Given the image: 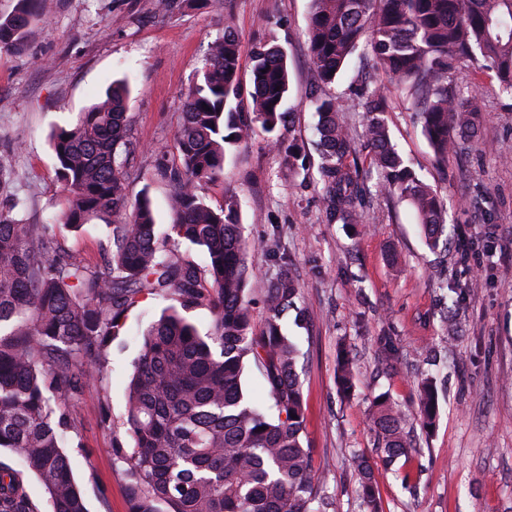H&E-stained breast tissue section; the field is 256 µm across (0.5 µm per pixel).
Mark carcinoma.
Masks as SVG:
<instances>
[{
  "mask_svg": "<svg viewBox=\"0 0 512 512\" xmlns=\"http://www.w3.org/2000/svg\"><path fill=\"white\" fill-rule=\"evenodd\" d=\"M47 0H18L0 19V51L24 48L31 19ZM364 48L373 67L405 95L448 177V156L474 143L483 94L458 82L464 70L492 71L498 92L512 96V0H312L307 51L320 87L330 86L350 57ZM241 43L231 22L208 47L198 77L184 93L175 143L163 150L153 175L171 189L172 222L163 233L147 192L131 199L129 158L135 152L128 90L116 81L105 94L51 134L57 175L68 191L61 223L78 229L108 223L103 261L90 264L66 250L47 224H27L12 207L0 208V512H39L21 472L41 483L49 512H88L73 479L65 435L76 429L74 400L100 377L104 352L120 335L126 312L144 296L171 299L143 334L128 384L125 432L131 453L112 439L126 467L131 512H313L317 476L303 446L301 352L281 320L298 310L299 284L284 273L265 294L266 317L256 326L248 283L250 243L240 224L237 196L224 193L214 208L201 186L223 177L226 153L247 144L260 128L285 125L288 58L273 42L250 51V101L240 105ZM319 139L316 184L328 221L356 224L366 187L345 163L354 151L343 101L327 92L310 99ZM388 100L379 87L365 91L363 135L381 189L415 212L427 247L448 242V207L392 144L383 118ZM203 253L197 263L180 251ZM213 314L201 335L185 313ZM261 370L273 401L264 409L247 398L248 362ZM353 360L339 358L340 389L350 393ZM434 378L421 381L419 419L435 424ZM382 461L407 457L408 415L386 394L370 416ZM366 512H380L373 470L360 461Z\"/></svg>",
  "mask_w": 512,
  "mask_h": 512,
  "instance_id": "carcinoma-1",
  "label": "carcinoma"
}]
</instances>
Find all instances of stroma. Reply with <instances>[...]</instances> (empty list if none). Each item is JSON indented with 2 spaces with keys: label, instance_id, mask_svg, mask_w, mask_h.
I'll list each match as a JSON object with an SVG mask.
<instances>
[{
  "label": "stroma",
  "instance_id": "1",
  "mask_svg": "<svg viewBox=\"0 0 512 512\" xmlns=\"http://www.w3.org/2000/svg\"><path fill=\"white\" fill-rule=\"evenodd\" d=\"M35 16L22 52H0V155L13 182L0 201H17L30 224L51 225L70 252L100 259L107 228L95 220L74 231L61 215L68 193L56 174L51 131L66 125L127 78L128 110L137 144L129 191L148 190L160 225L171 222L169 186L154 177L155 151L174 150L185 89L211 41L233 21L241 41L240 78L250 84L255 41L283 47L290 65L289 124L258 132L224 161L222 180L204 184L212 206L225 192L241 200L240 221L252 242L278 240L273 252L251 254V312L262 324L268 284L288 272L301 285L308 323L284 328L304 358L298 369L305 428L319 478L322 512H364L357 459L371 464L383 512H512V97L490 94L480 136L450 156V179L396 86L357 51L331 91L346 104L357 165L369 188L359 223H329L319 188L290 167L272 137L297 141L317 162V117L308 106L315 73L306 48L311 0H200L155 18L156 0H50ZM381 87L385 120L398 152L448 203V247L424 244L413 210L379 192V174L363 137L361 91ZM167 305L146 298L131 309L126 329L106 352L103 376L75 401L78 430L67 437L73 475L89 512H130L127 478L112 451L124 436L126 388L140 335ZM357 372L351 395L337 385L340 351ZM436 354L439 415L424 429L415 413L426 358ZM410 414L414 451L385 465L368 414L379 394ZM108 401L110 427L100 421Z\"/></svg>",
  "mask_w": 512,
  "mask_h": 512
}]
</instances>
